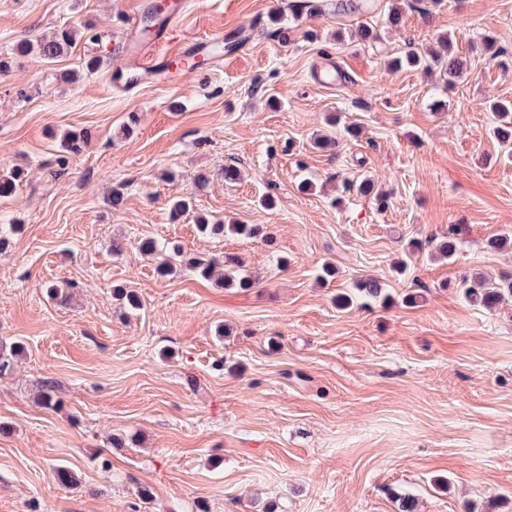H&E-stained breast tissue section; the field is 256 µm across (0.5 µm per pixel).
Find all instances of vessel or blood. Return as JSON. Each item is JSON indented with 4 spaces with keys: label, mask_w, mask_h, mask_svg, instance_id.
<instances>
[{
    "label": "vessel or blood",
    "mask_w": 512,
    "mask_h": 512,
    "mask_svg": "<svg viewBox=\"0 0 512 512\" xmlns=\"http://www.w3.org/2000/svg\"><path fill=\"white\" fill-rule=\"evenodd\" d=\"M145 6L142 0H130L129 23L126 43L122 48L124 62L115 85L137 87L144 84L164 82L169 78L171 64L190 58L191 55L208 54L222 43L219 35L193 39L183 44H175L172 32L178 20L177 14H170L151 36H143L139 19Z\"/></svg>",
    "instance_id": "vessel-or-blood-1"
}]
</instances>
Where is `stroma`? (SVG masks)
<instances>
[{
    "label": "stroma",
    "instance_id": "35a3bbf8",
    "mask_svg": "<svg viewBox=\"0 0 512 512\" xmlns=\"http://www.w3.org/2000/svg\"><path fill=\"white\" fill-rule=\"evenodd\" d=\"M287 2L180 0V38L250 26L251 41L124 91L111 72L126 0H0V175L26 172L0 197V225L20 227L0 248V347H23L0 377V512H398V494L417 512H512V302L490 313L458 287L512 275V249L486 246L512 232V158L499 157L486 106L512 99V0L406 6L396 27L397 0L315 20L290 18ZM64 27L97 38L40 64L14 55ZM440 32L468 82L389 69ZM486 34L502 60L477 52ZM92 56L98 71L82 73ZM328 61L346 81H316ZM337 113L338 146L313 149ZM68 131L88 141L61 168ZM227 166L240 181L225 182ZM365 176L389 192L387 209L344 190ZM175 197L193 214H172ZM197 213L263 232L208 237ZM452 224L466 229L455 255L431 256ZM144 238L199 260L236 256L256 285L160 276ZM326 264L336 274L322 282ZM366 276L392 304L338 307ZM62 280L69 296L50 298ZM47 380L61 407L39 404ZM59 465L76 485L57 481Z\"/></svg>",
    "mask_w": 512,
    "mask_h": 512
}]
</instances>
